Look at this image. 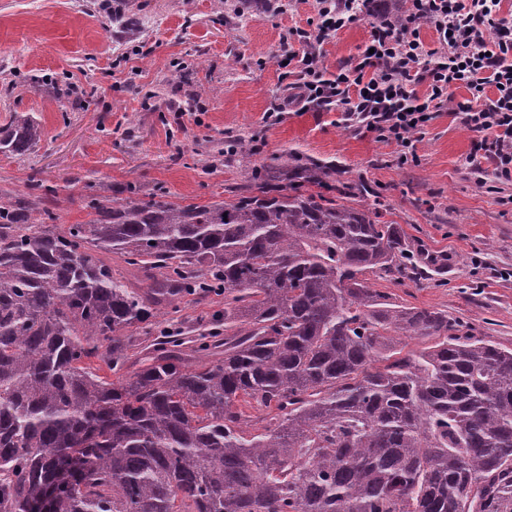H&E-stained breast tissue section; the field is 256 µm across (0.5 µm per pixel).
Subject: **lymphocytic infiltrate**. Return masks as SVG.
Masks as SVG:
<instances>
[{"label": "lymphocytic infiltrate", "mask_w": 512, "mask_h": 512, "mask_svg": "<svg viewBox=\"0 0 512 512\" xmlns=\"http://www.w3.org/2000/svg\"><path fill=\"white\" fill-rule=\"evenodd\" d=\"M399 21L356 6L354 0H316V19L290 30L279 111L340 109L342 125L395 145L399 164L418 160L417 144L431 122L452 111L474 133L468 162L488 164L499 183H512V14L502 0H402ZM368 20L367 50L355 62L329 68L327 39ZM436 34L435 45L421 36ZM468 99L450 102L448 90Z\"/></svg>", "instance_id": "f902f5d3"}]
</instances>
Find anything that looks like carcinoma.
Here are the masks:
<instances>
[{
  "instance_id": "carcinoma-1",
  "label": "carcinoma",
  "mask_w": 512,
  "mask_h": 512,
  "mask_svg": "<svg viewBox=\"0 0 512 512\" xmlns=\"http://www.w3.org/2000/svg\"><path fill=\"white\" fill-rule=\"evenodd\" d=\"M97 12L141 33L131 0ZM40 140L0 126L7 158ZM330 180L287 156L231 200L94 197L64 231L42 184L0 194V512H512V348L373 291L406 234ZM188 292L224 294V353L161 335L128 371L122 331Z\"/></svg>"
}]
</instances>
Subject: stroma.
<instances>
[{"label": "stroma", "instance_id": "35a3bbf8", "mask_svg": "<svg viewBox=\"0 0 512 512\" xmlns=\"http://www.w3.org/2000/svg\"><path fill=\"white\" fill-rule=\"evenodd\" d=\"M153 19L149 55L113 52L103 17L74 0H0V125L34 113L36 152L0 156V190L31 180L53 189L57 222L84 221L89 197L163 193L186 203L231 199L246 172L292 155L334 167L335 179L377 193L382 221L400 224L412 263L370 276L393 301L443 311L468 334L512 348V184L472 174L473 135L441 113L418 145L420 161L399 165L396 149L338 125V111L264 115L279 102L276 57L288 28L315 18L314 0L234 25L223 0H140ZM370 27L360 21L325 43L329 67L355 60ZM86 91L56 100L52 82ZM234 150L233 159L225 151ZM220 296L188 295L166 308L150 334L189 337L223 329Z\"/></svg>", "mask_w": 512, "mask_h": 512}]
</instances>
